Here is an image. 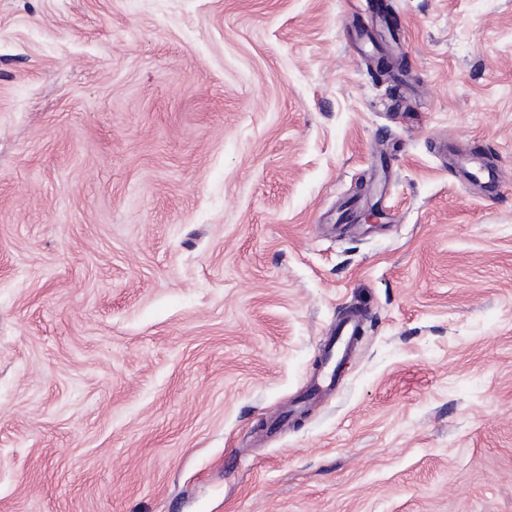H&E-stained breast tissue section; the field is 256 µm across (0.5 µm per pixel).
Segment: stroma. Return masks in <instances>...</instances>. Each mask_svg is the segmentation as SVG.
<instances>
[{"instance_id":"1","label":"stroma","mask_w":512,"mask_h":512,"mask_svg":"<svg viewBox=\"0 0 512 512\" xmlns=\"http://www.w3.org/2000/svg\"><path fill=\"white\" fill-rule=\"evenodd\" d=\"M0 512H512V0H0ZM459 173L467 180L476 179L490 190L496 188L505 177V173L498 168L488 166L474 158H464L457 162ZM360 331L362 320L358 316L347 314L336 322L335 332L324 345V368L311 390L313 395H318L324 388L339 384L345 364L353 351L355 338Z\"/></svg>"}]
</instances>
